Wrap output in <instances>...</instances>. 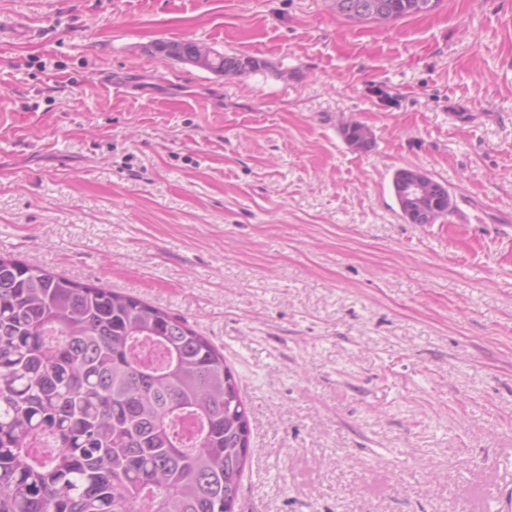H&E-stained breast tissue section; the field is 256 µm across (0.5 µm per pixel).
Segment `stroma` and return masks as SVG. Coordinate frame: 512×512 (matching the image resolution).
Wrapping results in <instances>:
<instances>
[{
  "mask_svg": "<svg viewBox=\"0 0 512 512\" xmlns=\"http://www.w3.org/2000/svg\"><path fill=\"white\" fill-rule=\"evenodd\" d=\"M0 17L26 29L0 42V255L223 351L250 409L240 512L512 504V0L360 23L329 0H0ZM181 40L265 66L152 51ZM400 169L454 211L407 223ZM197 48V52L193 57ZM155 51L159 55L190 63L208 71L223 74L224 76H233L243 72H254L264 67L262 62L255 58H241L237 56H226L213 50L206 44L195 41H165L156 44ZM212 58L210 60V57ZM210 60V62H209ZM209 63V64H208ZM345 141L357 150L369 151L374 146V138L370 137L369 130L366 126L359 122H351L346 124L342 130Z\"/></svg>",
  "mask_w": 512,
  "mask_h": 512,
  "instance_id": "stroma-1",
  "label": "stroma"
}]
</instances>
